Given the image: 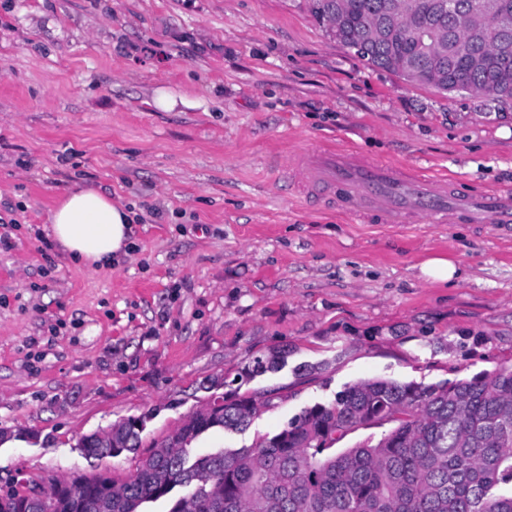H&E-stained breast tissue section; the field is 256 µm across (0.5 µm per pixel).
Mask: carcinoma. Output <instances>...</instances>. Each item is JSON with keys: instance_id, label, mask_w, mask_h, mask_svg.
Wrapping results in <instances>:
<instances>
[{"instance_id": "1", "label": "carcinoma", "mask_w": 512, "mask_h": 512, "mask_svg": "<svg viewBox=\"0 0 512 512\" xmlns=\"http://www.w3.org/2000/svg\"><path fill=\"white\" fill-rule=\"evenodd\" d=\"M394 2L307 5L319 26L351 50ZM446 2L444 12L441 0H413L418 20L450 41L466 35L468 21H480L485 33L475 53L481 67L451 51L441 56L436 44L421 54L414 28L405 22L363 43L358 58L418 86L488 96L498 109L511 108L512 31L501 32L491 13H512V0ZM287 356L286 345L251 356L228 382L224 409L192 413L146 446L145 415L81 438L78 447L88 459L116 450L135 454L130 475L98 471L55 479L41 500L14 481L0 496V512H141L143 504L165 499L168 512H512V365L433 385L360 380L248 447L194 451L201 436L243 431L259 412L279 406L284 395L243 392L237 382L277 370ZM360 429L381 433L342 446Z\"/></svg>"}]
</instances>
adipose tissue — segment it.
I'll list each match as a JSON object with an SVG mask.
<instances>
[{
  "label": "adipose tissue",
  "mask_w": 512,
  "mask_h": 512,
  "mask_svg": "<svg viewBox=\"0 0 512 512\" xmlns=\"http://www.w3.org/2000/svg\"><path fill=\"white\" fill-rule=\"evenodd\" d=\"M132 222L124 204L83 185L69 188L50 216L62 250L93 268L109 266L125 254Z\"/></svg>",
  "instance_id": "1"
}]
</instances>
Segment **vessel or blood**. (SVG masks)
Instances as JSON below:
<instances>
[{"label": "vessel or blood", "instance_id": "vessel-or-blood-1", "mask_svg": "<svg viewBox=\"0 0 512 512\" xmlns=\"http://www.w3.org/2000/svg\"><path fill=\"white\" fill-rule=\"evenodd\" d=\"M279 176L324 206L368 224L512 226L510 191H470L461 179L365 160L340 144L294 155Z\"/></svg>", "mask_w": 512, "mask_h": 512}]
</instances>
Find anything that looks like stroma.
Wrapping results in <instances>:
<instances>
[{"label":"stroma","mask_w":512,"mask_h":512,"mask_svg":"<svg viewBox=\"0 0 512 512\" xmlns=\"http://www.w3.org/2000/svg\"><path fill=\"white\" fill-rule=\"evenodd\" d=\"M342 140L512 188V110L368 67L304 0H0V492L19 471H88L79 440L123 418L146 416L148 439L174 429L271 346L285 364L242 388L286 400L198 450L250 445L361 379L512 364V231L360 224L269 162ZM76 182L144 217L111 268L49 233ZM434 256L459 277L422 276Z\"/></svg>","instance_id":"stroma-1"}]
</instances>
